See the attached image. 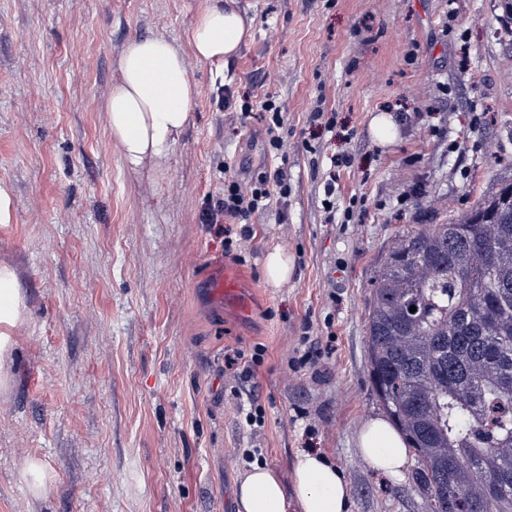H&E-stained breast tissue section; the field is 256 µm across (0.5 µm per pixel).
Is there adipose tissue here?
Masks as SVG:
<instances>
[{"label":"adipose tissue","mask_w":512,"mask_h":512,"mask_svg":"<svg viewBox=\"0 0 512 512\" xmlns=\"http://www.w3.org/2000/svg\"><path fill=\"white\" fill-rule=\"evenodd\" d=\"M253 20L226 0H199L184 42L162 36L129 41L120 51L118 82L106 99L108 131L125 161L167 155L186 128L199 88L184 53L215 68L223 76L224 61L252 37ZM26 307L13 270L0 267V361L12 348L11 331ZM360 455L374 469L401 476L408 461L403 436L384 418L364 423L356 434ZM351 488L339 469L316 451L295 457L291 481L272 468L253 464L236 490L237 512H347Z\"/></svg>","instance_id":"adipose-tissue-1"}]
</instances>
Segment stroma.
Returning a JSON list of instances; mask_svg holds the SVG:
<instances>
[{"label":"stroma","instance_id":"stroma-1","mask_svg":"<svg viewBox=\"0 0 512 512\" xmlns=\"http://www.w3.org/2000/svg\"><path fill=\"white\" fill-rule=\"evenodd\" d=\"M198 0H0V266L26 305L0 364V512H236L257 463L290 478L311 449L342 472L348 512H430L355 436L384 416L366 346L371 284L399 235L445 224L512 182V22L499 0H233L252 39L223 79L187 56L200 94L161 159L127 165L104 102L130 40H182ZM274 96L288 203L210 224L224 177L247 176ZM321 123H313V113ZM393 116L378 143L373 116ZM336 206L322 207L329 157ZM295 261L282 287L264 259ZM236 279L248 313L209 300ZM264 346L248 382L227 357ZM265 410L247 426L243 393ZM37 462L50 488L36 495ZM265 272L270 285L280 287L294 272V258L281 248L270 251L265 258Z\"/></svg>","mask_w":512,"mask_h":512}]
</instances>
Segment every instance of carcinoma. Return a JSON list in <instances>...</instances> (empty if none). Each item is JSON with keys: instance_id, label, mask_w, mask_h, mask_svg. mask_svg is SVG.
<instances>
[{"instance_id": "carcinoma-1", "label": "carcinoma", "mask_w": 512, "mask_h": 512, "mask_svg": "<svg viewBox=\"0 0 512 512\" xmlns=\"http://www.w3.org/2000/svg\"><path fill=\"white\" fill-rule=\"evenodd\" d=\"M367 355L431 512H512V182L396 239L372 283Z\"/></svg>"}]
</instances>
